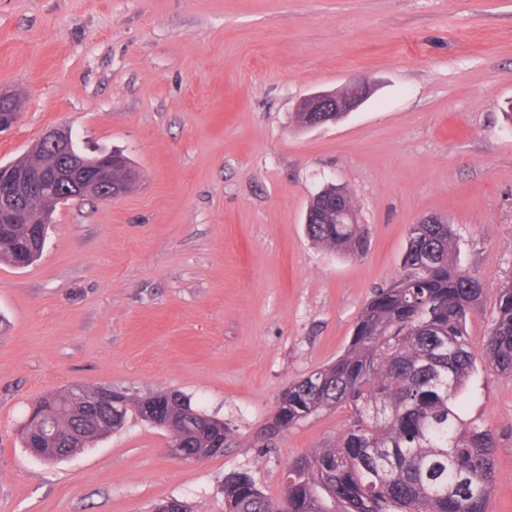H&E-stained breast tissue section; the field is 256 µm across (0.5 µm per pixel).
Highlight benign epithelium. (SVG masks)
<instances>
[{
	"mask_svg": "<svg viewBox=\"0 0 512 512\" xmlns=\"http://www.w3.org/2000/svg\"><path fill=\"white\" fill-rule=\"evenodd\" d=\"M350 93L342 95L336 91H317L303 97L297 110L310 113L309 126L316 127L327 123L326 112L336 113L341 119L358 110L371 96V85L363 80L349 82ZM9 107L0 110V131L13 126L20 112V100L16 93L0 87V104ZM51 152L56 163L50 167L33 168L27 158L0 164V185L7 187V193L0 200L3 214L0 221L10 224H49L51 213L36 208V219L30 218V211L17 206L26 201L38 202L39 197L58 195V202L94 197L100 200H115L126 193V186L136 180L138 172L121 152L112 150L95 156H87L74 149L72 132L65 128L46 131L31 148L30 155ZM120 169L125 178L119 182L112 180V171ZM124 391L110 385L100 386L93 396V404L110 412L112 423L120 425L124 405Z\"/></svg>",
	"mask_w": 512,
	"mask_h": 512,
	"instance_id": "1",
	"label": "benign epithelium"
}]
</instances>
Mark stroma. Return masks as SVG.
I'll return each mask as SVG.
<instances>
[{
	"instance_id": "stroma-1",
	"label": "stroma",
	"mask_w": 512,
	"mask_h": 512,
	"mask_svg": "<svg viewBox=\"0 0 512 512\" xmlns=\"http://www.w3.org/2000/svg\"><path fill=\"white\" fill-rule=\"evenodd\" d=\"M355 78L374 87L359 110L296 124L303 96ZM0 85L22 108L0 163L65 127L139 173L117 200L57 206L37 262L0 263V512H153L170 498L224 512L234 472L279 499L288 461L340 436L350 411L271 438L278 396L347 349L410 225L431 216L484 283L460 410L496 439L487 512H512V374L484 355L512 282V0H0ZM329 183L369 227L362 257L305 233ZM75 385L179 391L230 441L185 461L132 417L42 461L17 428Z\"/></svg>"
}]
</instances>
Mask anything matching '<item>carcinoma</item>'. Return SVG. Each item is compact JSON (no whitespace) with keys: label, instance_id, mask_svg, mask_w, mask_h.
Wrapping results in <instances>:
<instances>
[{"label":"carcinoma","instance_id":"carcinoma-1","mask_svg":"<svg viewBox=\"0 0 512 512\" xmlns=\"http://www.w3.org/2000/svg\"><path fill=\"white\" fill-rule=\"evenodd\" d=\"M331 184L315 194L306 225L315 243L346 257L369 247L368 226L336 214ZM47 225L0 224V261L17 266L42 253ZM404 272L366 303L349 347L335 362L292 382L276 402L274 427L283 432L324 410L349 407L342 436L288 462V502L273 501L244 472L224 477V512H486L496 481L495 440L458 414L474 355L468 317L482 303L483 281L461 268L450 224L409 227ZM488 364L512 373V283L501 289L487 332ZM94 390L50 393L34 416H53L78 435L49 461L72 455L111 432L106 416L86 404ZM165 419L192 408L175 391H157ZM217 431L176 430L171 437L194 452Z\"/></svg>","mask_w":512,"mask_h":512}]
</instances>
